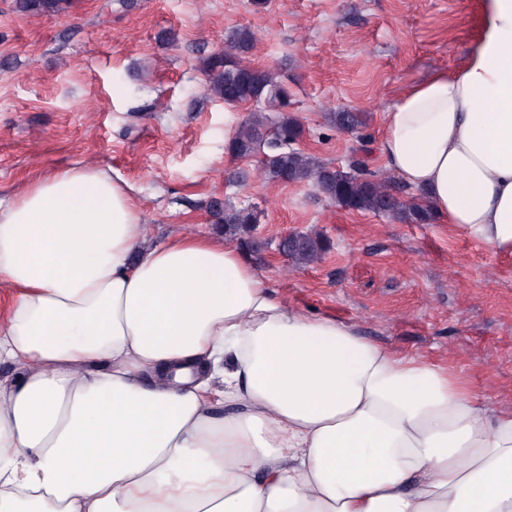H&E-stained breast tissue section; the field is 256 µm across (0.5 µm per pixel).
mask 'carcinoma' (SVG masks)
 Wrapping results in <instances>:
<instances>
[{
    "mask_svg": "<svg viewBox=\"0 0 512 512\" xmlns=\"http://www.w3.org/2000/svg\"><path fill=\"white\" fill-rule=\"evenodd\" d=\"M20 11L28 14L58 13L66 10L69 0H17ZM254 46V34L240 29L230 36L229 47L206 61L212 93L224 103H260L266 108L288 105L287 89L268 70L257 69L245 62ZM336 128L353 131L364 122L360 112H338L333 116ZM302 134L295 118L284 116L268 127V118L254 112L229 139L227 151L236 158L263 155L262 163L272 181L308 182L336 205L358 212L395 215L408 223L426 224L432 220L427 206L414 201H402L384 184L360 176L357 172L337 170L313 156L292 147ZM224 234L247 235L257 224L253 211L227 208L221 219ZM326 243L305 233L297 242L285 248L297 265L318 260Z\"/></svg>",
    "mask_w": 512,
    "mask_h": 512,
    "instance_id": "1",
    "label": "carcinoma"
}]
</instances>
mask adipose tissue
I'll use <instances>...</instances> for the list:
<instances>
[{
    "label": "adipose tissue",
    "mask_w": 512,
    "mask_h": 512,
    "mask_svg": "<svg viewBox=\"0 0 512 512\" xmlns=\"http://www.w3.org/2000/svg\"><path fill=\"white\" fill-rule=\"evenodd\" d=\"M383 113L440 223L512 254V0ZM0 512H512V414L277 301L243 253L149 238L96 166L0 199Z\"/></svg>",
    "instance_id": "obj_1"
}]
</instances>
